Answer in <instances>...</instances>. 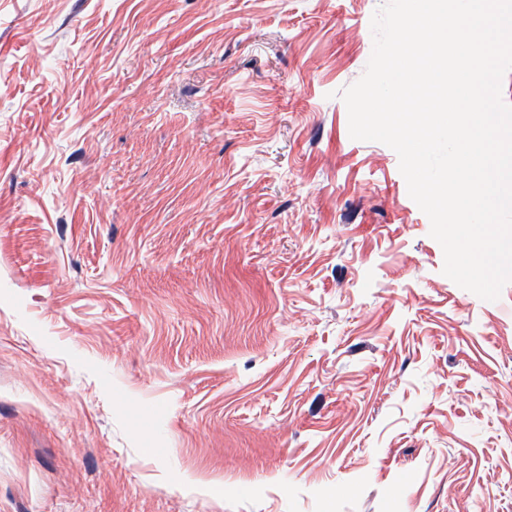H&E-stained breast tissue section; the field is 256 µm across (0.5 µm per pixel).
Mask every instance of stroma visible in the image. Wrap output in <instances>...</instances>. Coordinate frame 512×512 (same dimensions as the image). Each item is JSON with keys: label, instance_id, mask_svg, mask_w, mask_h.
I'll use <instances>...</instances> for the list:
<instances>
[{"label": "stroma", "instance_id": "1", "mask_svg": "<svg viewBox=\"0 0 512 512\" xmlns=\"http://www.w3.org/2000/svg\"><path fill=\"white\" fill-rule=\"evenodd\" d=\"M384 0H0V512H512V282L352 139Z\"/></svg>", "mask_w": 512, "mask_h": 512}]
</instances>
